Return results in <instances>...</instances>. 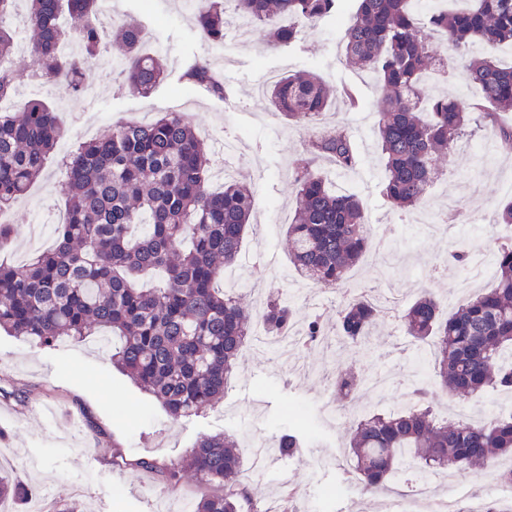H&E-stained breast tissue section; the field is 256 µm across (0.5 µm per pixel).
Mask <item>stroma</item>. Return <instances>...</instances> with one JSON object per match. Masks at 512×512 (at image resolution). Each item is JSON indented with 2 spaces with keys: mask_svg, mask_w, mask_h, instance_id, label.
<instances>
[{
  "mask_svg": "<svg viewBox=\"0 0 512 512\" xmlns=\"http://www.w3.org/2000/svg\"><path fill=\"white\" fill-rule=\"evenodd\" d=\"M119 3L121 16L133 17L147 30L156 31L155 50L165 60L168 78L150 96L128 92L113 69L117 53L109 49L84 75L85 81L103 87L98 98L58 97L43 87L22 90L23 99L38 98L54 106L65 136L40 179L12 206V249L1 258L9 261L14 253L30 249V226L36 217L51 220L64 213L57 162L74 142L86 140L92 115L100 116L105 129L146 121L168 110L179 112L195 130L220 123L225 133L242 140L237 163L248 173L255 197V224L242 250L252 253L251 275L261 284L259 292L240 291L243 304L257 307L270 295L291 293L296 271L287 239L294 213L289 167L302 153L306 133L282 120H266L268 105L254 99L252 92L267 72L284 76L310 70L336 87H354L364 101L363 109L356 112L347 111L340 101L332 107L335 123L345 126L356 143L359 169L349 174L326 162L320 169L333 189L361 198L378 239L393 240L389 265L394 275L382 278L381 288L395 289L404 301L425 289L439 298L443 313L455 309L461 270L452 266L429 275L425 263L431 257H447L458 239L472 249L495 250L497 207L512 192V153L492 151L493 138L483 131L459 141L430 188L425 206L442 213L454 200L470 221L421 243L410 213L394 209L379 194L384 163L373 128L365 121L366 114L375 111L378 95L370 75L346 64L335 20H324L287 45L272 46L262 35H255L237 43L225 58L216 44L203 38L193 15L182 11L180 0ZM195 56L209 57L219 67L228 89L224 101H214L197 89L180 88L184 63ZM307 363L309 374L295 377L285 372L279 357L242 355L220 404L176 422L117 371L96 338L80 344L64 341L46 349L0 332V469L23 477L34 488H48L54 499L84 504L87 512H152L158 499L196 495L197 476L186 474L179 486L166 487L153 474L114 465V451L129 459H176L199 436L218 432L234 434L245 449L253 433L274 441L305 418L311 423L312 439L293 457L271 456L264 482L249 487L251 500L265 512H277L288 494L293 497V512H350L360 503L378 512L379 497L362 495L352 477L337 468L334 446L344 431L325 420L319 396L345 367L365 376L387 368L397 376V383L383 396L365 394L364 403L378 411L388 410L402 398L405 387L426 375L428 365L394 318L377 321L368 343L345 338L337 353L318 347L309 350Z\"/></svg>",
  "mask_w": 512,
  "mask_h": 512,
  "instance_id": "stroma-1",
  "label": "stroma"
}]
</instances>
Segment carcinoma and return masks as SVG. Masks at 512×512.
<instances>
[{"label":"carcinoma","mask_w":512,"mask_h":512,"mask_svg":"<svg viewBox=\"0 0 512 512\" xmlns=\"http://www.w3.org/2000/svg\"><path fill=\"white\" fill-rule=\"evenodd\" d=\"M229 1L272 45L289 44L325 19H342L346 60L372 75L379 91L375 133L385 160L379 188L392 207L424 206L454 142L471 134L476 114L501 148L512 152V129L498 123L499 113L512 112V66L496 59L500 49L512 48V0H466L461 9L437 6L423 14L418 0H203L194 15L206 40L224 41ZM16 2L0 0V59L16 46L15 29L5 25ZM25 2L30 52L42 76L64 93L83 92L85 69L110 40L122 49L120 73L132 92L149 95L166 79L163 57L144 49L138 20L106 25L98 0ZM64 17L73 22L75 54L56 49L67 35ZM284 17L286 26L279 24ZM436 33L465 62L468 81L483 91L481 100L429 91L430 80L445 67L429 48ZM22 78L0 69V98L14 95ZM180 81L224 99L222 78L204 58L188 61ZM266 98L279 115L308 131L304 152L291 162L296 197L288 239L294 268L343 294L342 335L365 341L373 323L392 312L406 335L434 349L432 372L403 407L350 417L339 466L371 495L394 480L406 460L423 475L488 465L512 454V414L440 421L433 408L440 394L512 391V362H504L512 356V243L499 246L493 288L463 300L446 317L426 292L401 310L380 307L349 283L348 273L368 251L391 243L376 244L362 201L333 191L313 168L327 159L343 171L359 163L344 126H317L336 89L313 72L288 74L267 89ZM64 134L54 108L43 100L0 112V205L28 192ZM207 155L206 142L177 112L118 125L78 145L64 161L69 207L65 223L55 227L53 248L20 266L0 263V331L50 348L63 336L81 343L107 329L116 338L112 364L172 420L214 407L224 398L253 323L281 336L298 319L290 301L273 300L253 313L217 286L223 268L238 260L255 199L249 184L238 179L210 190ZM333 386L352 406L365 391V378L343 370ZM300 447L296 430L275 443L288 457ZM113 462L154 473L167 486L191 471L205 485L224 487L222 493L201 492L189 512H261L250 502L237 444L226 432L198 437L177 460H128L117 451ZM28 489L0 472V501H23Z\"/></svg>","instance_id":"carcinoma-1"}]
</instances>
